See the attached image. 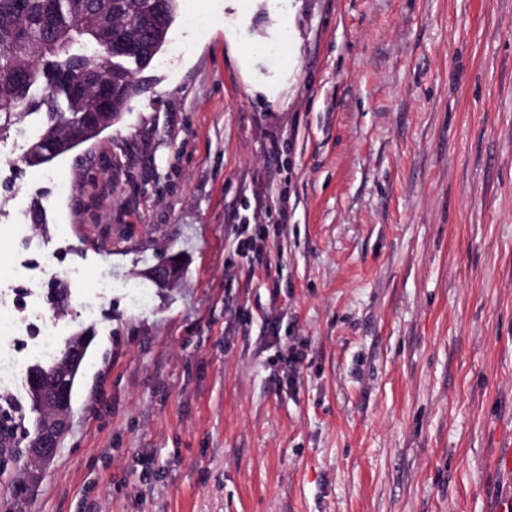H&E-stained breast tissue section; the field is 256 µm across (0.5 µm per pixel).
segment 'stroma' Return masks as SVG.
<instances>
[{
    "label": "stroma",
    "instance_id": "stroma-1",
    "mask_svg": "<svg viewBox=\"0 0 512 512\" xmlns=\"http://www.w3.org/2000/svg\"><path fill=\"white\" fill-rule=\"evenodd\" d=\"M283 23L287 54L254 65L288 72L271 102L231 45ZM135 78L51 163L27 161L44 113L0 128V407L21 421L0 512H495L512 0H258L244 30L178 0ZM172 256L176 282L146 278ZM77 335L70 429L35 468L26 372ZM106 113L108 112H90L86 117L84 125L69 130L68 137L79 145L92 140L93 138L90 137L89 130L100 128Z\"/></svg>",
    "mask_w": 512,
    "mask_h": 512
}]
</instances>
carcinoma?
I'll use <instances>...</instances> for the list:
<instances>
[{"label": "carcinoma", "mask_w": 512, "mask_h": 512, "mask_svg": "<svg viewBox=\"0 0 512 512\" xmlns=\"http://www.w3.org/2000/svg\"><path fill=\"white\" fill-rule=\"evenodd\" d=\"M115 18L123 19L133 42L161 49L153 44V18L128 0H0V124L46 110L47 123L33 143L40 150L64 123L81 124L93 102L71 98L68 83L112 69ZM17 65L28 70L22 83L11 77Z\"/></svg>", "instance_id": "obj_1"}]
</instances>
